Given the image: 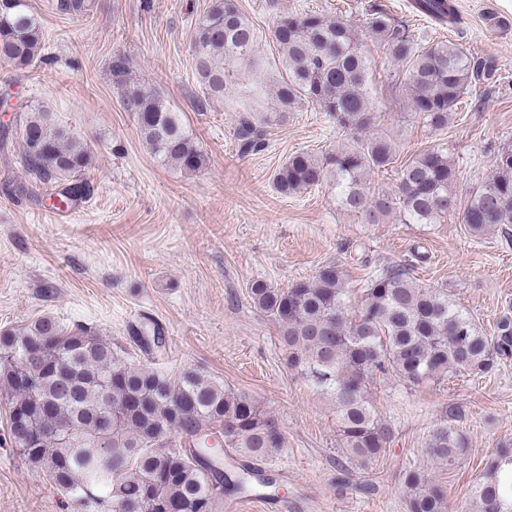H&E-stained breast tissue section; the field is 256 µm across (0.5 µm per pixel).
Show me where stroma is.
<instances>
[{
    "mask_svg": "<svg viewBox=\"0 0 512 512\" xmlns=\"http://www.w3.org/2000/svg\"><path fill=\"white\" fill-rule=\"evenodd\" d=\"M55 0H29L48 47L26 69L0 62V92L14 106L31 103L87 143L92 190L70 216L15 195L25 182L20 142L0 150V328L51 315L95 327L130 362L173 372L192 364L225 388L252 398L278 419L285 445L267 467L285 485L288 512H406L401 475L409 468L447 489L448 512H477L472 490L500 439L512 437V360L484 375L461 373L419 387L391 380L373 400L394 430L386 455L351 467L340 486L336 408L288 367L278 325L254 307L257 279L276 288L308 279L320 266L343 269L351 300L386 263H408L421 284L447 289L485 335L512 305V235L503 227L475 236L460 216L440 224H363L340 210L329 187L283 196L273 176L289 155L321 156L347 138L311 106L269 129L264 151L241 154L238 115L223 102L199 110L191 37L209 0H91L89 16L56 13ZM373 0H288L299 12L340 16L364 27ZM417 37L462 41L496 57L500 80L464 97L444 131L401 118V90L387 86L392 63L372 38L363 49L384 127L395 133L396 159L431 145L447 147L455 190L467 203L512 145V0H454L459 29L412 13L410 0H380ZM496 12L507 29L483 25ZM130 62V79L160 93L181 112L207 165L184 174L160 165L123 108V90L108 71L114 55ZM151 319L168 338L148 356L131 327ZM452 403L465 410L469 452L455 469L428 454L426 443ZM8 400L0 393V512H72L69 495L31 465L8 439ZM280 500L266 512H279Z\"/></svg>",
    "mask_w": 512,
    "mask_h": 512,
    "instance_id": "obj_1",
    "label": "stroma"
}]
</instances>
